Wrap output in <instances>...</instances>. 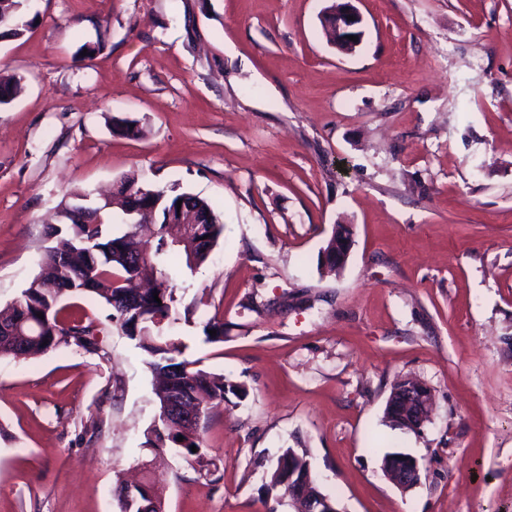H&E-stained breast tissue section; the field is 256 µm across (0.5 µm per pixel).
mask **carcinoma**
I'll return each mask as SVG.
<instances>
[{"label": "carcinoma", "instance_id": "1", "mask_svg": "<svg viewBox=\"0 0 512 512\" xmlns=\"http://www.w3.org/2000/svg\"><path fill=\"white\" fill-rule=\"evenodd\" d=\"M21 91L20 81L0 79V105L9 104ZM120 186L122 191L117 197L128 222L127 230L120 236L110 231L112 201L97 202L86 190L68 193L70 201L63 209L65 222L47 225V237L55 241V245L48 247L42 257L39 274L23 291L22 298L10 307L9 313H0V319L20 326L24 332L22 336L0 335V357L32 355L60 346L91 354L100 351L101 329L91 321L70 320L63 315L60 301L65 293L61 288L66 287L73 294L102 299L111 309L109 321L135 341L136 347L154 357L150 366L156 375L162 376L179 367L187 369L190 395L202 405L206 418L230 402V397H244L246 388L242 384L224 382L221 374L192 368L188 361H175L181 343L162 336V330L164 325L179 320L176 281L209 261L223 234L224 222L207 200L182 190L177 184L146 189L139 178L132 175L123 177ZM130 187L143 188L145 193L132 199L124 195V190ZM137 207L147 210L150 223H134L135 217L130 211ZM179 207L199 223L201 233L190 241L182 239L179 225L170 220ZM345 233L352 234L351 228L339 225L337 233L331 234L323 248L322 254L332 270L336 268L333 261L336 238ZM144 251L148 252L149 262L156 271V287L137 294V306L129 307L123 302V295L133 287L136 267L132 261ZM39 312L43 317H37ZM154 394L159 403V416L145 445L163 448L169 442L177 444L194 457L197 473H203L208 463L200 453L191 450L193 445L201 447L200 428H177L175 422L166 417V389L159 385ZM179 436L183 441H177ZM290 465L311 484L313 494L319 493L306 450L287 448L265 483L266 494L278 504L286 497L288 485L284 481Z\"/></svg>", "mask_w": 512, "mask_h": 512}]
</instances>
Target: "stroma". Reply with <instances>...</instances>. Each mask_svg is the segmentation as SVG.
Here are the masks:
<instances>
[{"label":"stroma","instance_id":"35a3bbf8","mask_svg":"<svg viewBox=\"0 0 512 512\" xmlns=\"http://www.w3.org/2000/svg\"><path fill=\"white\" fill-rule=\"evenodd\" d=\"M330 3L29 0L32 27L0 40V77L23 85L0 107V308L68 191L176 183L224 234L169 335L247 388L205 420L199 476L144 445L150 355L65 296L108 356L0 358V512H119L151 460L165 512H291L264 488L289 447L340 512H512V0H355L350 55L323 34ZM337 224L353 245L335 273L318 262ZM408 377L434 398L419 432L385 421ZM387 452L419 459L416 486L386 478Z\"/></svg>","mask_w":512,"mask_h":512}]
</instances>
